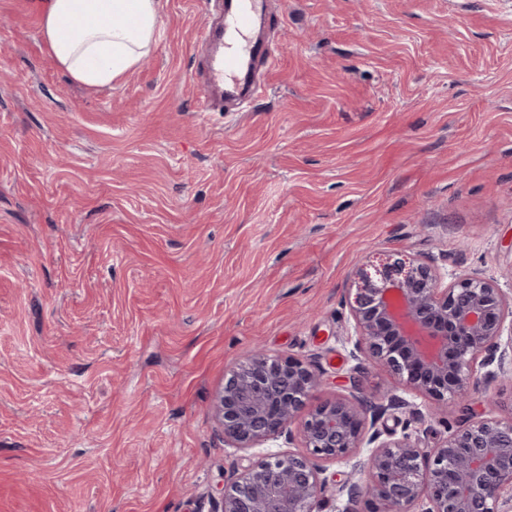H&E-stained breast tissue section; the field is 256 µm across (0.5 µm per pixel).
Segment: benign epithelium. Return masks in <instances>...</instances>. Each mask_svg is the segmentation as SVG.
Instances as JSON below:
<instances>
[{
  "instance_id": "7a95c632",
  "label": "benign epithelium",
  "mask_w": 512,
  "mask_h": 512,
  "mask_svg": "<svg viewBox=\"0 0 512 512\" xmlns=\"http://www.w3.org/2000/svg\"><path fill=\"white\" fill-rule=\"evenodd\" d=\"M345 304L368 354L411 391L446 404L467 392L477 367L512 373V343L501 347L512 296L462 274L443 282L437 268L401 253H379L357 271ZM323 382L309 361L256 352L216 394L215 418L231 448H258L292 428L301 453H266L221 492V512H315L328 488L321 462H352L335 485L356 512H512V418L469 419L445 444L421 446L416 428L384 438L379 423L402 407L390 396L370 405L342 395L305 410ZM371 449L357 460L362 447Z\"/></svg>"
}]
</instances>
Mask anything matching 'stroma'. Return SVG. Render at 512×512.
<instances>
[{"mask_svg":"<svg viewBox=\"0 0 512 512\" xmlns=\"http://www.w3.org/2000/svg\"><path fill=\"white\" fill-rule=\"evenodd\" d=\"M45 0H0V512H219L261 453L213 413L260 350L324 372L308 407L390 378L356 360L344 303L401 252L512 293V0H270L265 93L203 112L213 0H162L112 88L57 66ZM388 431L441 444L512 417V376L426 399Z\"/></svg>","mask_w":512,"mask_h":512,"instance_id":"1","label":"stroma"}]
</instances>
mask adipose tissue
<instances>
[{
    "label": "adipose tissue",
    "mask_w": 512,
    "mask_h": 512,
    "mask_svg": "<svg viewBox=\"0 0 512 512\" xmlns=\"http://www.w3.org/2000/svg\"><path fill=\"white\" fill-rule=\"evenodd\" d=\"M160 9L161 0H51L41 34L73 80L108 88L151 51ZM75 17L80 26L67 29Z\"/></svg>",
    "instance_id": "ef3b65f1"
}]
</instances>
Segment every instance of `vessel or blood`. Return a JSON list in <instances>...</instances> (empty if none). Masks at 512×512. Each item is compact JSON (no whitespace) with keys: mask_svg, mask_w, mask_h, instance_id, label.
<instances>
[{"mask_svg":"<svg viewBox=\"0 0 512 512\" xmlns=\"http://www.w3.org/2000/svg\"><path fill=\"white\" fill-rule=\"evenodd\" d=\"M224 20L219 29L201 30L200 39L210 44L204 63L205 78L200 109L216 112L225 100L246 105L264 91L254 81L259 66H273L269 46L254 38L256 19L266 14L268 0H223Z\"/></svg>","mask_w":512,"mask_h":512,"instance_id":"b4317fda","label":"vessel or blood"}]
</instances>
